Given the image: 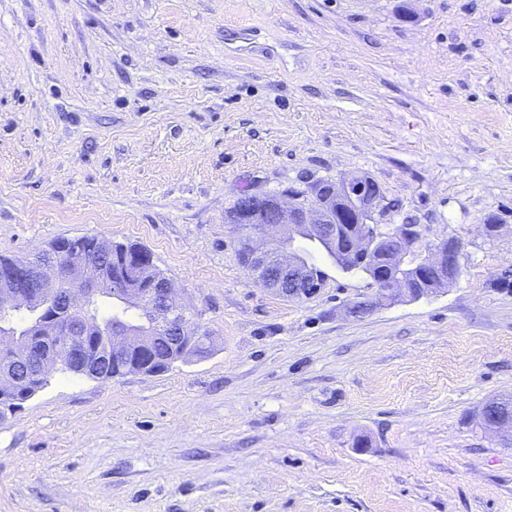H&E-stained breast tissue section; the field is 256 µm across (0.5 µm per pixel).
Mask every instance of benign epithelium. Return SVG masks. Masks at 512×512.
I'll return each instance as SVG.
<instances>
[{"instance_id":"obj_1","label":"benign epithelium","mask_w":512,"mask_h":512,"mask_svg":"<svg viewBox=\"0 0 512 512\" xmlns=\"http://www.w3.org/2000/svg\"><path fill=\"white\" fill-rule=\"evenodd\" d=\"M387 201L368 175L320 180L303 193L238 198L235 243L245 268L263 287L289 300L315 295L322 283L300 243L336 244L339 267H366L374 293L345 304L362 317L399 299L418 300L454 284L462 274L454 239L427 244L417 224H382ZM63 237L46 253L0 264V311L36 310L44 321L24 335L0 330V419L36 394L64 368L93 379L131 374L154 376L206 348L211 336L194 319L152 254L98 237L94 253L68 252ZM118 265L107 272L104 257ZM79 290L67 306H54L60 285ZM139 311L132 326L101 336V321L84 303L100 291Z\"/></svg>"}]
</instances>
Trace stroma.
<instances>
[{
    "label": "stroma",
    "mask_w": 512,
    "mask_h": 512,
    "mask_svg": "<svg viewBox=\"0 0 512 512\" xmlns=\"http://www.w3.org/2000/svg\"><path fill=\"white\" fill-rule=\"evenodd\" d=\"M351 173L459 280L361 318L288 300L227 211ZM499 232L484 230L488 222ZM136 243L212 342L55 373L0 421V512H512V0H0V255Z\"/></svg>",
    "instance_id": "stroma-1"
}]
</instances>
